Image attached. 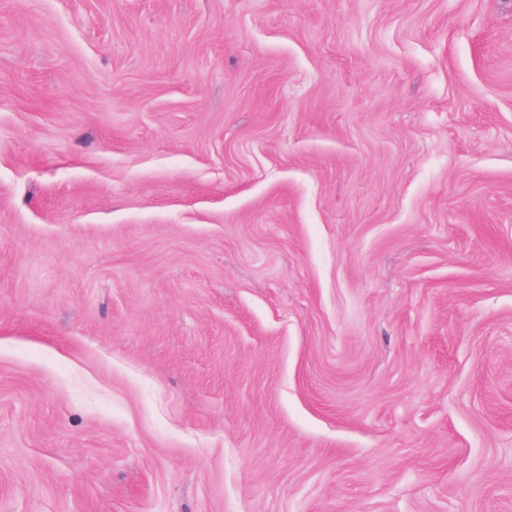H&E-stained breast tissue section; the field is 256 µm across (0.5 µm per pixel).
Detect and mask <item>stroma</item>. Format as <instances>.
<instances>
[{
	"label": "stroma",
	"instance_id": "1",
	"mask_svg": "<svg viewBox=\"0 0 512 512\" xmlns=\"http://www.w3.org/2000/svg\"><path fill=\"white\" fill-rule=\"evenodd\" d=\"M0 512H512V0H0Z\"/></svg>",
	"mask_w": 512,
	"mask_h": 512
}]
</instances>
